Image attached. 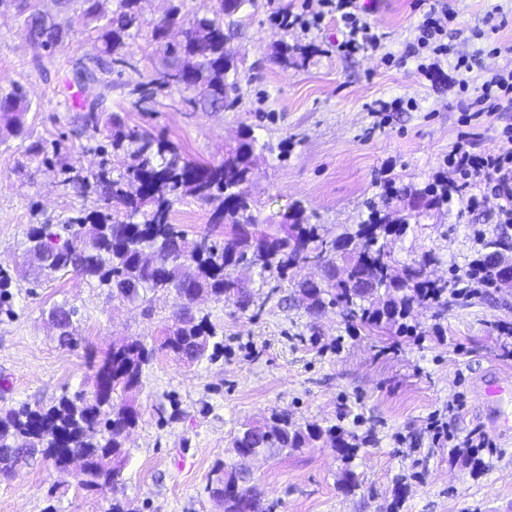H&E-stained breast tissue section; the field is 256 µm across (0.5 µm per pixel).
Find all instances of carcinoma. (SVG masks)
I'll list each match as a JSON object with an SVG mask.
<instances>
[{
  "label": "carcinoma",
  "instance_id": "cac0c4a2",
  "mask_svg": "<svg viewBox=\"0 0 512 512\" xmlns=\"http://www.w3.org/2000/svg\"><path fill=\"white\" fill-rule=\"evenodd\" d=\"M74 1L81 3L85 21L106 19L96 37L99 52L111 57L114 64L127 63L128 49L136 37L133 29L140 0H117L109 18L99 9V0L56 3L67 7ZM225 2L217 0L214 16L194 18L181 43L167 41V28L177 22V12L155 26L154 40L164 44L174 64L157 77L136 84L131 90L136 96L134 104L148 103L160 89L184 85L195 93L190 99L194 105L211 111L238 106V69L226 54L224 17L235 15L248 0H234L233 8ZM24 31L43 49L58 44L59 26L38 10L25 17ZM28 110L27 94L21 87L0 93V123L11 135H27ZM108 140L109 146L95 147L104 159L89 177L61 163V171L67 174L63 183L84 189L94 180L106 208H116L122 217L94 211L72 217L61 226L33 227L24 253L33 263L47 252L52 262L38 266L39 271H70L84 280H96L111 288L112 296L128 303H143L151 292H172L177 301L173 325L157 348L140 340L112 346L97 367L90 396L80 392L63 395L47 408H1L0 475L10 476L39 456L52 462L65 477L77 457L84 461L78 485L116 489L126 462L123 440L139 420L134 397L142 387L144 368L158 348L188 361L207 355L214 333L206 319L196 317V302L211 299L248 310L252 296L234 276L240 263L258 269L263 278H282L288 269L315 259L324 267V281L294 283L309 314L333 307L348 322L358 319L375 327H395L401 333L412 331L407 316L415 304L435 305L445 311L476 297L477 289L461 286L466 278L484 288L500 289L497 259L512 250L502 234L483 241L465 277L440 281L426 272L435 261L431 254L417 264L395 268L388 241L404 235L409 221L394 219L389 211L373 209L366 221L334 238L325 234L323 225L305 223L299 208L285 213L280 224L259 227L245 189L257 148V140L250 135L216 165L186 160L170 141L135 128L127 130L116 118ZM119 151L124 154L125 172L114 179L106 156ZM188 196L211 211L212 228L192 237L171 223L174 204ZM12 283L10 266L0 263V306L9 303ZM75 315L77 310L65 302L51 310L64 343L73 341ZM117 390L126 395L119 405L113 401ZM373 442L371 429L358 435L337 425L301 428L282 414L269 423L245 425L233 438L232 450L265 455L319 443L341 456L345 469L339 486L349 493L357 487L351 464L359 449ZM218 472L212 492L226 503L224 512H273V507H263L249 472L234 465L220 467Z\"/></svg>",
  "mask_w": 512,
  "mask_h": 512
}]
</instances>
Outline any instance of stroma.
<instances>
[{"label": "stroma", "mask_w": 512, "mask_h": 512, "mask_svg": "<svg viewBox=\"0 0 512 512\" xmlns=\"http://www.w3.org/2000/svg\"><path fill=\"white\" fill-rule=\"evenodd\" d=\"M446 1L458 14L447 41L480 59L469 90H461L448 58H435L432 77L417 70V27L439 0H364V19L382 45L351 54L340 46L341 23L322 13L320 0H255L234 17L229 46L240 103L222 112L190 105L189 91L174 87L140 108L128 95L172 62L151 37L161 17L175 6L188 22L208 14L212 0H143L123 67L100 59L96 33L79 20L75 2L63 9L54 0H27L68 32L51 50L27 39L14 0L1 5L0 90H26L30 139L0 131V261L15 270L11 309L0 311V407H47L63 393L92 389L93 363L111 344L152 342L172 322L173 295L129 304L94 280L44 277L24 257L32 226L104 207L94 191L63 186L56 168L27 150L31 141L55 144L77 170L94 167L93 148L107 132H92L86 117L99 102L102 125L119 117L201 163L221 162L242 134H252L263 149L247 190L268 224L298 204L307 223L336 235L388 203L410 223L391 243L395 259L403 265L434 254L431 275L444 279L468 270L480 238L498 232L512 239V223L491 194L475 206L463 196L433 208L411 198L434 184L461 132L472 133L475 151L495 152L507 145L503 129L512 128L510 110L467 118L482 81L512 65V20L488 41L474 39L473 29L495 9H512V0ZM286 9L302 13L304 26L280 28ZM82 68L95 70L96 81H81ZM395 98L400 109L373 113L375 101ZM317 272L293 268L276 289L251 276L254 303L244 312L224 302L200 305L219 347L193 363L160 352L145 367L116 494L65 482L37 459L0 477V512H109L116 497L131 512H224L209 484L216 468L235 463L233 437L243 423L281 412L302 427H371L377 441L354 460L358 486L349 494L339 487L343 463L330 448L246 460L276 512H512V430H498L484 395L489 384L503 386L502 409L512 419V344L503 345L500 333L512 323V307H417L407 319L413 333L401 335L295 306L292 281ZM64 302L81 314L68 345L49 323ZM437 421L447 424L449 438L437 437ZM475 432L486 445L473 456L462 443Z\"/></svg>", "instance_id": "35a3bbf8"}]
</instances>
